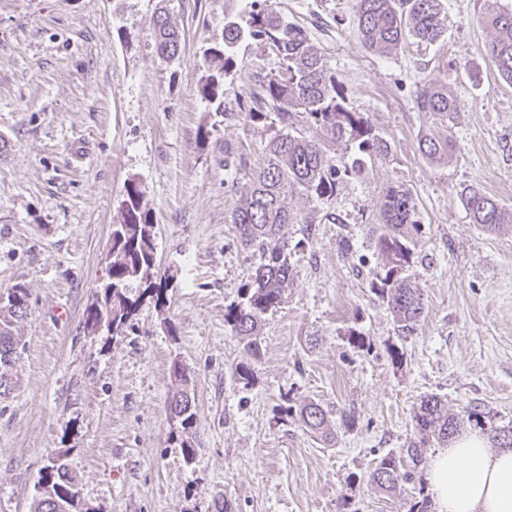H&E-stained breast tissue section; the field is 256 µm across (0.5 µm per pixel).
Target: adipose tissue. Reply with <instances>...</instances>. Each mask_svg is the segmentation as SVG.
<instances>
[{
  "instance_id": "1",
  "label": "adipose tissue",
  "mask_w": 512,
  "mask_h": 512,
  "mask_svg": "<svg viewBox=\"0 0 512 512\" xmlns=\"http://www.w3.org/2000/svg\"><path fill=\"white\" fill-rule=\"evenodd\" d=\"M428 481L438 512H512V450L490 452L479 433L437 451Z\"/></svg>"
}]
</instances>
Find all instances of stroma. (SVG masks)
Returning a JSON list of instances; mask_svg holds the SVG:
<instances>
[{
  "label": "stroma",
  "instance_id": "stroma-1",
  "mask_svg": "<svg viewBox=\"0 0 512 512\" xmlns=\"http://www.w3.org/2000/svg\"><path fill=\"white\" fill-rule=\"evenodd\" d=\"M353 3L169 0L183 50L165 62L154 52L156 0H0V292L19 283L30 293L17 328L19 383L0 400V512H31L58 452L92 512H218L225 500L235 512H409L432 495L435 447L401 490H374L368 476L382 456L404 457L422 396L443 397L459 415L480 406L485 435L512 425V229L487 231L464 205L476 188L512 213V85L486 56L493 33L478 19L487 2L447 0L442 40L409 41L386 58L362 46ZM267 7L305 30L387 149L331 199L286 198L319 223L310 235L301 223L283 229L305 246L255 358L224 320L253 263L231 222L233 186L263 167L274 129L238 109L279 63L245 39L224 78L223 111L197 86L225 21ZM428 83L458 100L448 122L418 110ZM430 134L450 139L440 157L419 150ZM228 144L246 169L225 165ZM131 180L172 275L167 304L143 300L121 335H92L85 310L106 278ZM391 186L410 192L421 224L413 273L426 308L408 338L369 287L377 260L366 227ZM331 213L336 223L325 222ZM344 235L353 238L346 255ZM176 359L195 394L189 460L168 410ZM241 362L252 368L246 384ZM288 398L353 420L311 436L282 413Z\"/></svg>",
  "mask_w": 512,
  "mask_h": 512
}]
</instances>
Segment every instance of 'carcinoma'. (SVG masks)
I'll return each mask as SVG.
<instances>
[{
  "label": "carcinoma",
  "mask_w": 512,
  "mask_h": 512,
  "mask_svg": "<svg viewBox=\"0 0 512 512\" xmlns=\"http://www.w3.org/2000/svg\"><path fill=\"white\" fill-rule=\"evenodd\" d=\"M159 0L153 13L154 50L170 62L180 57L182 40L171 25L168 13ZM487 12L480 22L494 31L487 47V58L501 78L512 83V8L487 0ZM354 12L358 36L366 50L388 56L407 39L433 45L446 30L447 16L443 0H355ZM250 38L275 52L279 70L260 82V91L244 114L253 122L270 117L280 130L265 145L266 163L252 173L249 183L232 212L240 245L256 257V266L248 282L241 288V300L229 305L224 320L244 343L245 351L256 357L260 350L259 332L265 316L277 311L293 284L290 262L293 248L282 233L286 224H313L312 217L300 218L288 210V195L330 199L339 182L361 174L364 156L384 151L386 145L374 134L368 120L347 106L344 91L336 82L321 53L310 42L305 31L280 18L266 8L250 15L247 27L234 21L224 22L222 44L209 51L208 74L201 79L198 93L202 99L224 110V76L237 65L235 47ZM417 108L448 119L458 111V101L448 88L426 84L415 98ZM306 131H296L299 124ZM357 144L358 152L335 158L327 153L326 142ZM448 139L428 135L421 139L419 149L429 158L445 152ZM126 204L122 221L112 225V288L105 289L87 307L85 314H101L112 323V334L121 333L138 309L142 297L155 304L165 302L170 275L160 274L156 258V224L141 204V191L136 182L125 185ZM466 208L476 224L489 231H498L506 223L503 206L480 190L466 193ZM419 231L416 205L411 194L391 187L384 196L381 223L372 224L368 234L379 266L369 288L387 306L398 335H413L421 320L425 304L423 292L411 273L414 264L413 235ZM141 295H133V289ZM28 289L16 284L7 291V304L0 305V399L9 397L18 384L16 365L20 336L18 323L27 318ZM172 377L181 385L169 402L171 419L179 423L181 448L186 459L193 458L194 448L187 436L195 419V399L184 392L189 375L187 368L175 361ZM285 415L295 414L306 431L327 436L331 429V412L313 400L298 404L286 399ZM485 412L473 407L466 416L448 414V405L431 394L421 399L415 413L414 438L406 449L412 463L420 462L422 448L432 440L448 444L464 422L483 424ZM53 478L50 500L38 496L33 512H58L55 502L65 505V512H90L82 501L81 489L70 472L65 457L57 453L48 459L40 479ZM412 479L402 460L386 455L369 475V482L384 491Z\"/></svg>",
  "instance_id": "1"
}]
</instances>
